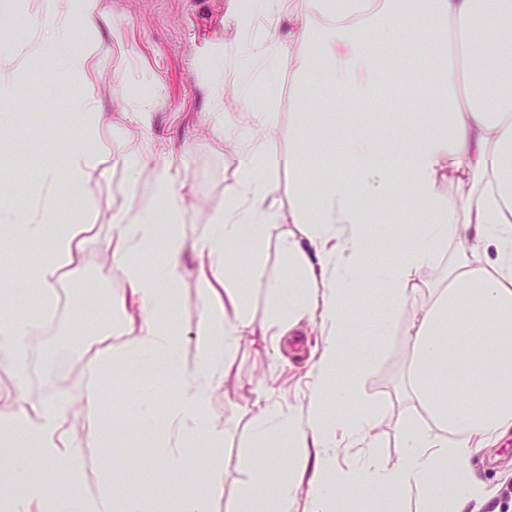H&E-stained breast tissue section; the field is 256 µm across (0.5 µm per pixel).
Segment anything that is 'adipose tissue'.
Returning <instances> with one entry per match:
<instances>
[{"mask_svg": "<svg viewBox=\"0 0 512 512\" xmlns=\"http://www.w3.org/2000/svg\"><path fill=\"white\" fill-rule=\"evenodd\" d=\"M312 17L301 41L313 53L281 45L274 30L249 50L245 84L261 79L267 94L275 81L268 63L287 67L298 84L310 79L331 84L338 95L372 106L378 98L383 38L401 39V19L416 18L412 40L438 68L448 71V92L425 98L419 126L402 130L394 141L366 133L350 137L342 152L358 167L347 177L324 164L317 185L300 202L283 207L275 195L278 165L301 168L311 154L306 145L284 157L271 152L270 113L246 109L243 97L224 104L242 124L230 146L238 158L237 178L224 210L195 249L219 257L231 277L224 299L209 305L186 356L176 323L159 326L167 296L182 279L184 200L169 172L157 177L148 204L113 215L120 248L114 252L128 291L145 314L129 328L120 349L88 364L90 380L82 396L89 433L100 436L106 423L98 412L101 381L113 372L136 373L143 380L128 399L127 416L146 434L158 425L160 367L183 383L170 407L163 439L152 458L179 470L190 440L209 444L224 436V423L211 407L210 390L231 372L243 337L280 341L302 322L319 323L325 342L312 368L311 395L303 417L268 406L253 430L256 447L266 449L273 434L284 435L281 453L267 452L261 469L275 474L289 467L306 478L311 493L307 512H329L337 501L356 506H390L418 495L423 512H476L490 497L476 479L472 460L512 429V0H307ZM44 13L56 20L49 46L84 78L73 100L76 112L95 100L91 78L107 62L89 48L69 51L71 28L60 20L56 0ZM323 62L314 70L313 58ZM91 114V146L71 149L64 169L47 167L43 190L19 216L0 221V234L22 231L34 242H48L49 257L33 275L10 283L5 294L20 300L40 292L50 302L60 269L73 265L84 243L77 225L93 223L89 209L57 223L61 185H80L99 166L106 125ZM456 194L442 200L440 183ZM404 195L419 207L410 224L389 226L387 199ZM168 233H160V224ZM294 231H287V224ZM288 260L287 277L268 279L272 313L256 320L248 310L246 282L233 268L240 251L260 258L268 241ZM456 246V258L442 287L420 292L425 270L439 259L444 244ZM494 247L495 257L480 261L476 246ZM160 249L163 263L150 268L146 256ZM413 321L406 331L410 365L405 386L417 414L397 433L403 453L388 462L375 429L377 407L359 399V376L370 366L357 337L362 325L388 333L406 303ZM39 320L30 312L0 308V360L22 367L27 343ZM336 414H329L328 403ZM68 402L49 401L37 417L17 416L0 427V467L12 491L0 498V512H113L108 480L96 491L83 488L81 454L63 455L69 431ZM21 444L38 449L44 461L64 463L71 489L55 494L35 476L26 456L11 453ZM352 453L348 465L339 457Z\"/></svg>", "mask_w": 512, "mask_h": 512, "instance_id": "adipose-tissue-1", "label": "adipose tissue"}]
</instances>
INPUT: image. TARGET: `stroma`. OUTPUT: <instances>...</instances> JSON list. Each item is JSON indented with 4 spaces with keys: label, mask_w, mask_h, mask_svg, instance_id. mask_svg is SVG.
I'll list each match as a JSON object with an SVG mask.
<instances>
[{
    "label": "stroma",
    "mask_w": 512,
    "mask_h": 512,
    "mask_svg": "<svg viewBox=\"0 0 512 512\" xmlns=\"http://www.w3.org/2000/svg\"><path fill=\"white\" fill-rule=\"evenodd\" d=\"M247 2L102 0L96 26L74 28V49L96 45L110 51L95 80L93 109L111 125L114 150L79 189L64 193V205H90L97 220L80 227L88 244L78 267L60 271L59 286L66 289L67 299L55 329L30 347L24 370L0 363V420L40 410L53 397L68 398L72 404L68 426L73 444L87 463L84 487L89 491L97 488L105 474L120 492H151L159 487L172 499L192 494L205 497L212 512H225L245 492L259 493L261 488L252 466L257 454L252 426L262 417L265 402L298 413L308 401L310 368L322 344L318 330H309L278 351L262 340L243 339L229 377L211 392L215 411L224 416L223 476L216 485L199 464L207 451L206 439L192 441L184 463L185 477L180 480L163 466L149 465L155 437L142 441L132 434L121 435L126 421L123 400L132 387L123 373L113 374L110 392L100 397L101 413L111 422L110 434L94 442L87 439V418L80 401L88 361L104 356L126 339L123 327H112L107 301L123 298L127 284L111 252L96 244L97 238L116 237L113 214L149 199L157 174L164 170L177 176L187 206L184 230L188 238L198 236L227 203L237 161L218 146L215 127L223 125L230 136L238 131V120L225 113L224 102L243 92L241 41L259 35L255 27L236 25ZM43 18L42 0H0V49L15 57L11 70L0 71V84L13 85L15 91L7 102L13 114L11 127L0 134V157L5 160L0 168V211L8 214L23 210L33 200L42 187L45 167H63L66 149L86 144L90 126L72 105L80 75L61 56L33 47L47 33ZM399 51V43L384 39L379 81L396 107L369 121L354 103L336 96L330 87L302 88L287 70L278 71V93L266 105L276 120L273 149L287 153L302 127L297 123L301 112L310 115L302 128L320 144L321 158L331 161L340 155L342 141L358 129L382 139L414 123L418 98L394 63ZM132 133L142 148L133 170L124 164L119 151ZM199 263L197 252L186 248L184 276L169 303L187 340L207 306L199 294ZM262 263L259 275L253 274L249 260L239 264L240 273L248 277L249 310L259 319L267 317L271 307L266 280L288 275L274 244H267ZM89 288L99 289V297H86ZM411 318L410 307H402L378 357L359 382L362 399L382 412L376 432L392 462L400 454L397 431L414 417L413 403L403 389L409 360L405 331ZM66 358L79 366L68 377L61 374ZM138 444L143 445V452L132 454ZM474 470L490 491L495 512H512V432L501 437L489 453L476 455ZM259 504L268 507L267 497L260 495Z\"/></svg>",
    "instance_id": "obj_1"
}]
</instances>
